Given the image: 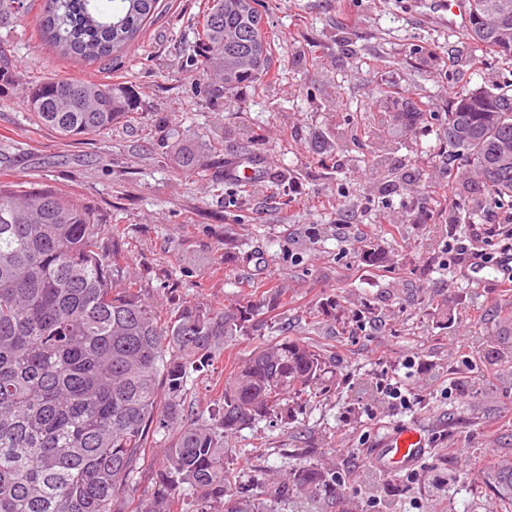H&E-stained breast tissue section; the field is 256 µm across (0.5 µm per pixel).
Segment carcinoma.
<instances>
[{"mask_svg":"<svg viewBox=\"0 0 512 512\" xmlns=\"http://www.w3.org/2000/svg\"><path fill=\"white\" fill-rule=\"evenodd\" d=\"M157 2L43 0L36 24L62 54L91 62L132 45ZM263 11V0H208L191 58L201 76L217 67L230 91L265 75ZM26 12V0H0V28ZM465 35L511 59L512 0H470ZM27 106L76 140L112 129L139 101L120 84L47 79L28 89ZM445 133L491 199L512 201V95L458 96ZM172 152L183 169L197 166L191 148ZM118 237V227L49 187L0 185V512H126L127 493L145 478L151 493L132 512H174L184 496L192 512H271L288 483L244 484L224 439L300 404L323 357L296 340L262 343L229 372L209 417L186 415L188 378L250 335L259 309L248 300L186 303L161 315L132 285L114 283ZM148 448L159 449V465L145 463ZM492 480L512 501L511 459ZM293 484L312 503L336 494V476L307 464Z\"/></svg>","mask_w":512,"mask_h":512,"instance_id":"cac0c4a2","label":"carcinoma"}]
</instances>
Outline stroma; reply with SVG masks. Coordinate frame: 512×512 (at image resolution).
I'll return each mask as SVG.
<instances>
[{
    "mask_svg": "<svg viewBox=\"0 0 512 512\" xmlns=\"http://www.w3.org/2000/svg\"><path fill=\"white\" fill-rule=\"evenodd\" d=\"M272 82L212 97L186 64L205 0H159L128 51L89 64L61 55L34 21L0 29V183L50 186L122 225L116 280L166 311L191 302L259 306L254 335L192 374L186 403L210 411L231 364L261 343L311 345L325 370L287 420L225 440L234 467L277 483L310 464L341 484L318 512H512L489 480L512 458V289L463 276L450 245L496 254L485 228L512 218L491 202L469 221L478 172L451 156L448 103L512 88V61L477 50L435 0H265ZM47 78L120 83L143 110L77 140L42 126L26 103ZM412 111V121L400 113ZM205 163L182 170L169 146ZM385 145L387 159L371 152ZM267 166L250 192L231 163ZM399 386L403 398L378 391ZM422 427L413 469L370 454L394 428Z\"/></svg>",
    "mask_w": 512,
    "mask_h": 512,
    "instance_id": "35a3bbf8",
    "label": "stroma"
}]
</instances>
